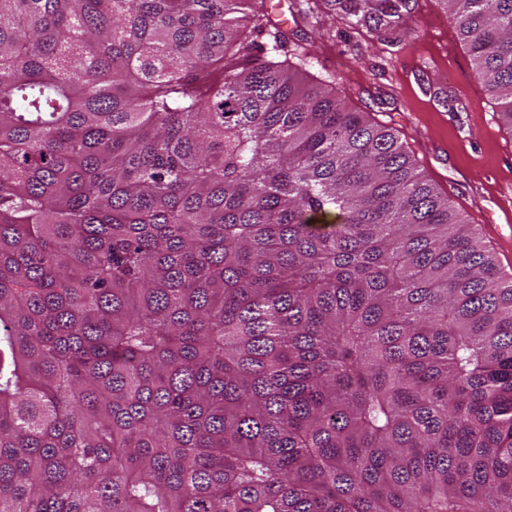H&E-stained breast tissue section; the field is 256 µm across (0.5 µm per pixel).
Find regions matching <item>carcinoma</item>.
Returning a JSON list of instances; mask_svg holds the SVG:
<instances>
[{"label":"carcinoma","instance_id":"1","mask_svg":"<svg viewBox=\"0 0 512 512\" xmlns=\"http://www.w3.org/2000/svg\"><path fill=\"white\" fill-rule=\"evenodd\" d=\"M267 18L0 0V512H512V277Z\"/></svg>","mask_w":512,"mask_h":512}]
</instances>
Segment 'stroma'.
<instances>
[{
    "label": "stroma",
    "instance_id": "obj_1",
    "mask_svg": "<svg viewBox=\"0 0 512 512\" xmlns=\"http://www.w3.org/2000/svg\"><path fill=\"white\" fill-rule=\"evenodd\" d=\"M283 2L269 17L296 44L300 68L392 127L512 274V131L474 77L441 0H410L401 24L382 35L356 25L335 0H318L306 17L307 0Z\"/></svg>",
    "mask_w": 512,
    "mask_h": 512
}]
</instances>
